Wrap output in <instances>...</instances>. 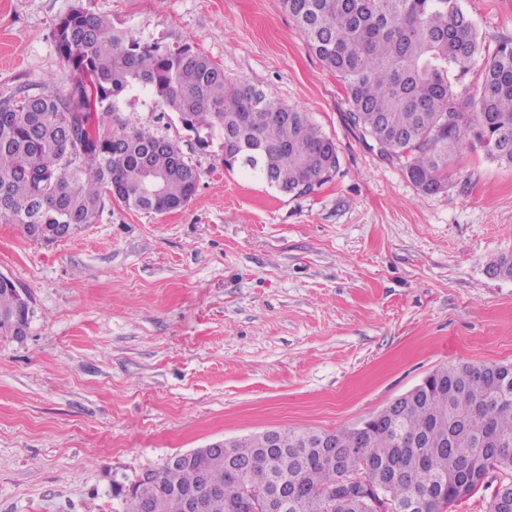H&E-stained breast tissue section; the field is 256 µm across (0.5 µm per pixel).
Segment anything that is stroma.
Instances as JSON below:
<instances>
[{"label": "stroma", "mask_w": 512, "mask_h": 512, "mask_svg": "<svg viewBox=\"0 0 512 512\" xmlns=\"http://www.w3.org/2000/svg\"><path fill=\"white\" fill-rule=\"evenodd\" d=\"M80 5L310 113L340 168L281 193L136 89L123 117L200 172L185 208L112 202L49 245L0 222V274L31 297L26 337L0 338V512H112L174 454L356 427L440 367L512 362V277L488 272L512 255V166L452 146L447 184L422 192L346 124L281 0H0V100L68 95L53 26ZM462 6L487 51L512 37V0Z\"/></svg>", "instance_id": "1"}]
</instances>
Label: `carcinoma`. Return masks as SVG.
I'll list each match as a JSON object with an SVG mask.
<instances>
[{
    "mask_svg": "<svg viewBox=\"0 0 512 512\" xmlns=\"http://www.w3.org/2000/svg\"><path fill=\"white\" fill-rule=\"evenodd\" d=\"M309 50L344 84L348 124L405 172L423 192L448 181V145L470 135L494 160L512 165V38L488 56L476 94L455 88L484 43L460 0H282ZM62 61L74 73L68 96L20 91L0 101V220L30 240L58 241L92 224L105 202L154 213L186 206L200 172L178 143L144 124H131L119 102L132 88L150 90L196 135H224V165L238 166L285 194L304 195L340 168L334 140L311 115L273 100L224 70L191 43L175 48L142 41L131 30L79 6L55 24ZM97 98L95 115L84 111ZM96 120V135L86 127ZM20 303L0 286V337H13ZM497 363H460L433 371L430 394L404 403L397 427L341 429L356 451L340 464L308 446L315 431L277 430L278 445L260 436L232 440L218 462L151 469L154 483L118 492V512H184L181 493L202 471L219 491L207 512H230L246 498L259 502L275 483L301 490L287 512H370L354 480L365 478L399 504L428 500L426 512H450L478 492L488 474L512 482V386L493 383ZM501 446L493 457L484 445ZM429 460V467L415 462ZM246 469L229 476L239 462ZM156 507L148 509V503Z\"/></svg>",
    "mask_w": 512,
    "mask_h": 512,
    "instance_id": "obj_1",
    "label": "carcinoma"
}]
</instances>
